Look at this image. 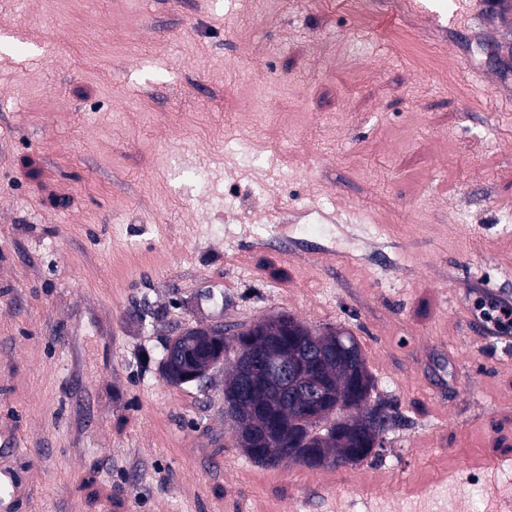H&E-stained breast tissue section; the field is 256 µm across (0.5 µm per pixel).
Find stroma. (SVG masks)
<instances>
[{
	"instance_id": "1",
	"label": "stroma",
	"mask_w": 512,
	"mask_h": 512,
	"mask_svg": "<svg viewBox=\"0 0 512 512\" xmlns=\"http://www.w3.org/2000/svg\"><path fill=\"white\" fill-rule=\"evenodd\" d=\"M347 0H0V447L12 512H497L512 499V25ZM483 65L473 80L463 57ZM355 336L382 459L267 467L166 342ZM455 1L446 0H368V7L385 22H395L410 14L426 20V35L437 45L448 44V30L454 28ZM163 363V368L166 377L171 383L174 384H183L193 382L196 380H192L190 378H172L168 376L167 371L171 373L172 370L181 368L191 371L190 373L187 374L190 377L204 378L209 373V371L217 365L215 364V366L213 367V363L210 362L207 365L202 366L201 368H192L191 366H188L189 364L192 365L191 359L187 358V356L181 349H179L176 346H173L172 344L167 345L165 347ZM164 365L166 366L167 371Z\"/></svg>"
}]
</instances>
